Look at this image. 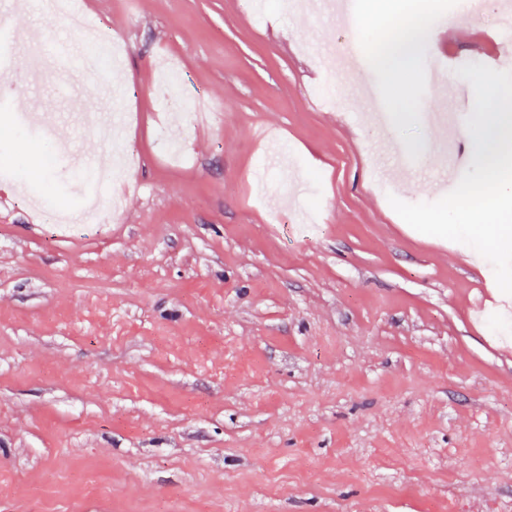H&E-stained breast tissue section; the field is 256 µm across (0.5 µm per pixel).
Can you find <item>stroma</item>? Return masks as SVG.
I'll use <instances>...</instances> for the list:
<instances>
[{
	"label": "stroma",
	"instance_id": "35a3bbf8",
	"mask_svg": "<svg viewBox=\"0 0 512 512\" xmlns=\"http://www.w3.org/2000/svg\"><path fill=\"white\" fill-rule=\"evenodd\" d=\"M94 0L81 113L122 85L117 128L136 165L72 182L100 154L92 126L24 122L23 48L0 63V512H512V311L492 265L420 233L391 207L443 197V135L419 114L468 118L471 85L441 97L376 68L344 81L320 53L375 43L405 0L332 10L284 0ZM12 25L53 47L30 95L70 94L53 48L71 30L54 0H18ZM431 43L443 72L494 53L493 12ZM203 118L160 155L172 108L159 57ZM424 173L378 157L368 99ZM123 198L109 224L64 232L38 200Z\"/></svg>",
	"mask_w": 512,
	"mask_h": 512
}]
</instances>
